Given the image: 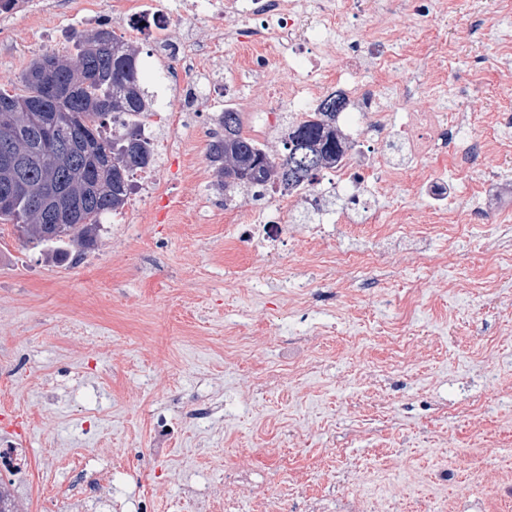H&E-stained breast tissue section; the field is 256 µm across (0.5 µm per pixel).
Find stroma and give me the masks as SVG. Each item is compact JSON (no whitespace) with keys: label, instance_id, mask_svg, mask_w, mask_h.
Wrapping results in <instances>:
<instances>
[{"label":"stroma","instance_id":"stroma-1","mask_svg":"<svg viewBox=\"0 0 512 512\" xmlns=\"http://www.w3.org/2000/svg\"><path fill=\"white\" fill-rule=\"evenodd\" d=\"M43 10L0 14V87L20 89L36 57L75 58V35L111 21L113 0H40ZM499 0H442L434 21L435 48L398 54L378 72L358 71L384 103L410 76L423 82L411 110L465 112L471 135L487 112L512 114V64L498 44ZM339 36L372 30L392 34L396 46L412 38L401 14L344 13ZM219 45L202 56L192 79L200 91L210 77L237 73L242 47L195 19L159 39L127 34L142 84L163 107L158 133L169 127L172 88L158 73L175 67L184 36ZM478 62L482 84L469 88L467 62ZM223 97L207 96L178 126L186 167L158 158L156 176L172 205L124 206L121 224L103 220L95 246L66 263L52 259L10 224H0V440L14 439L22 419L33 484L15 496L17 512H50L47 495L69 482L63 465L80 455L88 472L115 465L100 497L62 504L61 512H133L149 497L151 512H195L189 487H223L247 475L235 512H252L255 497L273 493L286 470L309 475L307 497H291L288 512H307L308 496L324 512L363 498L381 512H512V274L497 248L512 242L498 229L474 227L466 236L441 230L418 262L414 243L374 234L360 224H329L295 207L282 215L285 231L275 256L237 241L232 227L253 223L254 204L225 199L207 147L222 130ZM381 225H423L429 198L406 183L386 184L372 197ZM324 225L319 239L310 229ZM368 250L371 270L309 263L311 249ZM277 261L282 272L268 279ZM489 281L500 300L477 289ZM312 293L301 312L289 310L298 289ZM406 321L407 337L430 340L417 358L399 363L378 327ZM249 349L226 358L231 335ZM304 352L298 377L253 388L284 350ZM219 400L221 410L197 422L184 417L195 404ZM478 412L483 430L470 418ZM170 429L157 446L153 424ZM356 471L331 487L341 466Z\"/></svg>","mask_w":512,"mask_h":512}]
</instances>
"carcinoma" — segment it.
Here are the masks:
<instances>
[{
  "label": "carcinoma",
  "instance_id": "carcinoma-1",
  "mask_svg": "<svg viewBox=\"0 0 512 512\" xmlns=\"http://www.w3.org/2000/svg\"><path fill=\"white\" fill-rule=\"evenodd\" d=\"M75 38L76 62L49 53L58 69L47 77L43 54L22 73V92L0 90V126L15 130L10 146L0 144V186L7 160L26 161L7 201H0V223L14 225L29 242L54 247L52 257L59 263L95 246L102 220L126 204L130 176L153 163L139 120L155 105L140 81L138 51L103 26ZM345 105L344 97L332 93L288 125L280 157L244 133L241 113L224 109L219 117L224 135L207 150L224 199L242 195L257 201L274 189L290 193L311 186L347 150L336 126ZM31 112L49 113L71 142L69 154L53 159L38 151L41 127L29 121ZM117 112L130 123L103 134L106 120Z\"/></svg>",
  "mask_w": 512,
  "mask_h": 512
}]
</instances>
